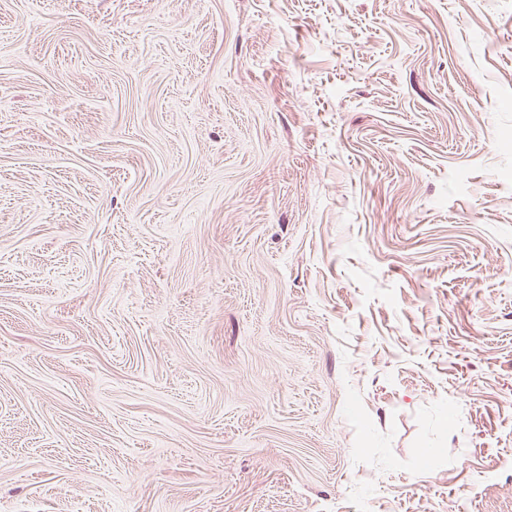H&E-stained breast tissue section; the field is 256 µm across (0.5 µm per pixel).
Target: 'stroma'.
Segmentation results:
<instances>
[{
	"label": "stroma",
	"instance_id": "1",
	"mask_svg": "<svg viewBox=\"0 0 512 512\" xmlns=\"http://www.w3.org/2000/svg\"><path fill=\"white\" fill-rule=\"evenodd\" d=\"M0 512H512V0H0Z\"/></svg>",
	"mask_w": 512,
	"mask_h": 512
}]
</instances>
